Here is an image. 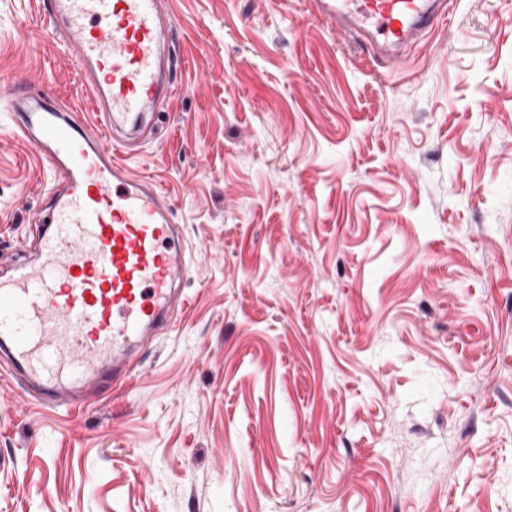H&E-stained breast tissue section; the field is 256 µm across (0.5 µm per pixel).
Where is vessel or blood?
<instances>
[{
    "mask_svg": "<svg viewBox=\"0 0 512 512\" xmlns=\"http://www.w3.org/2000/svg\"><path fill=\"white\" fill-rule=\"evenodd\" d=\"M312 13L392 64L451 18L452 0H309ZM53 42L73 57L94 119L25 80L0 84L12 133L47 159L54 205L30 260L0 278V358L23 402L68 412L129 387L139 353L174 324L186 268L173 200L127 162L145 116L175 94L165 66L168 0H46Z\"/></svg>",
    "mask_w": 512,
    "mask_h": 512,
    "instance_id": "b4317fda",
    "label": "vessel or blood"
}]
</instances>
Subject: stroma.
Listing matches in <instances>:
<instances>
[{
	"label": "stroma",
	"mask_w": 512,
	"mask_h": 512,
	"mask_svg": "<svg viewBox=\"0 0 512 512\" xmlns=\"http://www.w3.org/2000/svg\"><path fill=\"white\" fill-rule=\"evenodd\" d=\"M170 6L177 94L132 169L187 301L87 409L0 371V512H512V0H458L396 68L303 0ZM43 26L0 0V77L88 112ZM4 112L7 272L52 173Z\"/></svg>",
	"instance_id": "obj_1"
}]
</instances>
